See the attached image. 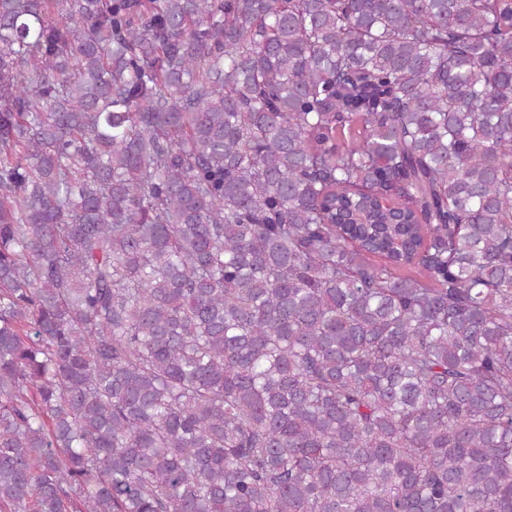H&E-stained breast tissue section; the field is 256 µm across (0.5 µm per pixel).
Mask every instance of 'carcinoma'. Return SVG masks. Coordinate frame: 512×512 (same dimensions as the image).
<instances>
[{
	"label": "carcinoma",
	"instance_id": "1",
	"mask_svg": "<svg viewBox=\"0 0 512 512\" xmlns=\"http://www.w3.org/2000/svg\"><path fill=\"white\" fill-rule=\"evenodd\" d=\"M0 512H512V0H0Z\"/></svg>",
	"mask_w": 512,
	"mask_h": 512
}]
</instances>
